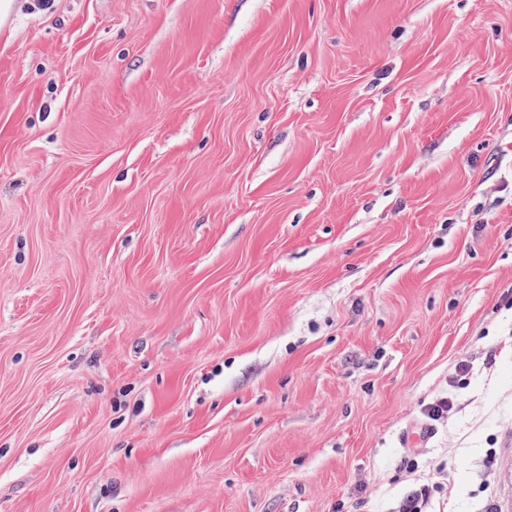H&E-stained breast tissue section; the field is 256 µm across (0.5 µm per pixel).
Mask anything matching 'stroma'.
I'll return each instance as SVG.
<instances>
[{
    "label": "stroma",
    "mask_w": 512,
    "mask_h": 512,
    "mask_svg": "<svg viewBox=\"0 0 512 512\" xmlns=\"http://www.w3.org/2000/svg\"><path fill=\"white\" fill-rule=\"evenodd\" d=\"M410 499L512 512V0H18L0 512Z\"/></svg>",
    "instance_id": "1"
}]
</instances>
